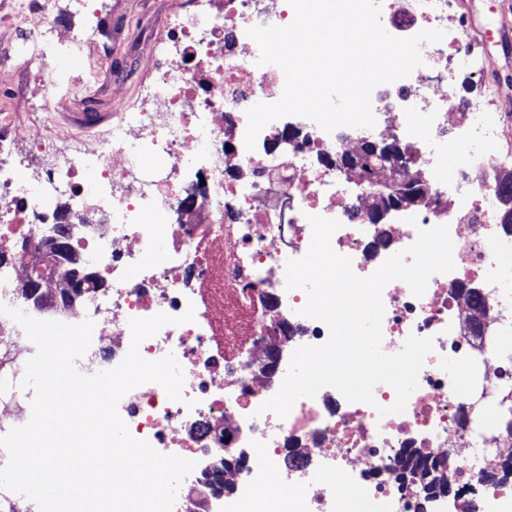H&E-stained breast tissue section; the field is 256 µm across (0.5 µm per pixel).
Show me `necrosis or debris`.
<instances>
[{"label": "necrosis or debris", "instance_id": "necrosis-or-debris-1", "mask_svg": "<svg viewBox=\"0 0 512 512\" xmlns=\"http://www.w3.org/2000/svg\"><path fill=\"white\" fill-rule=\"evenodd\" d=\"M54 8L34 0L21 13L42 47L41 68L61 58L62 42L90 38L84 29L60 34L49 22ZM294 17L288 0H177L156 41L180 60L153 67L143 101L115 109L96 139L72 138L51 166L0 177V305L39 320H91V345L76 361L86 375L120 364L131 319L171 316L139 351L149 361L175 356L179 400L147 382L122 397L118 413L135 439L195 461L173 512H239L244 502L337 512L343 492L381 512H512V477L494 476L512 457V438L486 427L497 393L512 391V363L492 349L494 332L512 334V237L499 225L504 173L495 159L512 157V112L499 95L471 104L453 92L457 70L480 59L460 0H381L390 35L450 37L422 44L423 63L408 77L374 88V127L327 132L289 115L247 149L248 109L278 101L285 84L279 67L256 64L247 31ZM374 138L400 142L398 163L369 180L346 175L340 159ZM410 181L425 184V198L371 223L383 185ZM313 216L338 221L331 246L361 277L419 230L449 228L453 271L432 275L419 297L401 280L382 291L385 352L411 334L433 341L403 413L378 415L396 398L386 384L371 405L326 386L286 417L261 409L281 387L289 352L329 337L325 323L302 315L306 292L286 287L288 261L309 250ZM49 237L64 257L47 253ZM37 277L43 286L28 295ZM189 310L194 321L182 322ZM35 352L0 315V437L31 417L35 392L21 381ZM463 379L480 383L484 398L463 400Z\"/></svg>", "mask_w": 512, "mask_h": 512}]
</instances>
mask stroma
<instances>
[{"label":"stroma","mask_w":512,"mask_h":512,"mask_svg":"<svg viewBox=\"0 0 512 512\" xmlns=\"http://www.w3.org/2000/svg\"><path fill=\"white\" fill-rule=\"evenodd\" d=\"M171 0H95V14L84 17L72 12L69 0H56L58 28H92L94 40L79 47L89 64L83 72L94 90L98 111L138 102L145 83L144 66L161 60L153 36L165 20ZM21 0H0V114L9 112L23 124L38 122L56 133L71 132L68 115L77 111L79 101L70 91L64 73L47 69L29 70L25 54L16 52L20 37L16 27ZM486 82H478L468 72H459L454 85L457 97L466 102L480 100L486 84L499 85L512 99V44L489 42ZM54 82L61 103L58 111L43 112L40 100L25 95V86Z\"/></svg>","instance_id":"1"}]
</instances>
